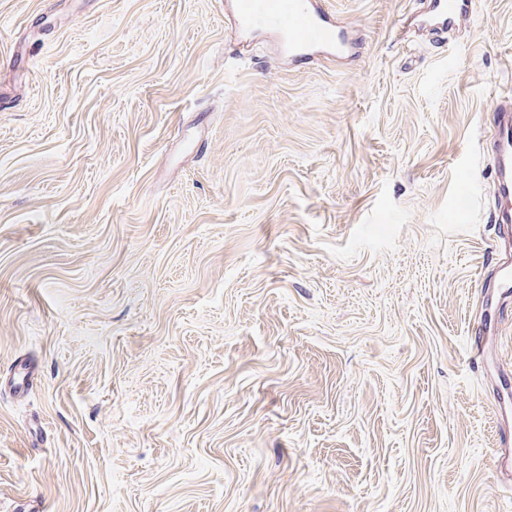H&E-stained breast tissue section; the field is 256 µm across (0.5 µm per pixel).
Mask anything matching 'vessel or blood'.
I'll return each mask as SVG.
<instances>
[{"label": "vessel or blood", "mask_w": 512, "mask_h": 512, "mask_svg": "<svg viewBox=\"0 0 512 512\" xmlns=\"http://www.w3.org/2000/svg\"><path fill=\"white\" fill-rule=\"evenodd\" d=\"M472 0H428L417 27L447 33L461 26ZM232 13L244 30L265 24L270 35L288 42V56L303 63L312 59L336 61L357 53L355 31L335 20L321 0H233ZM496 114L492 172L499 208L497 221L512 224V99L495 101Z\"/></svg>", "instance_id": "b4317fda"}]
</instances>
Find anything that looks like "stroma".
Listing matches in <instances>:
<instances>
[{"label":"stroma","mask_w":512,"mask_h":512,"mask_svg":"<svg viewBox=\"0 0 512 512\" xmlns=\"http://www.w3.org/2000/svg\"><path fill=\"white\" fill-rule=\"evenodd\" d=\"M419 2L301 64L227 0H0V512H512V0ZM472 0H429L427 13L415 17L417 28L447 33L461 26L471 13ZM496 112L492 172L499 208L497 222L512 224V100L494 102Z\"/></svg>","instance_id":"obj_1"}]
</instances>
